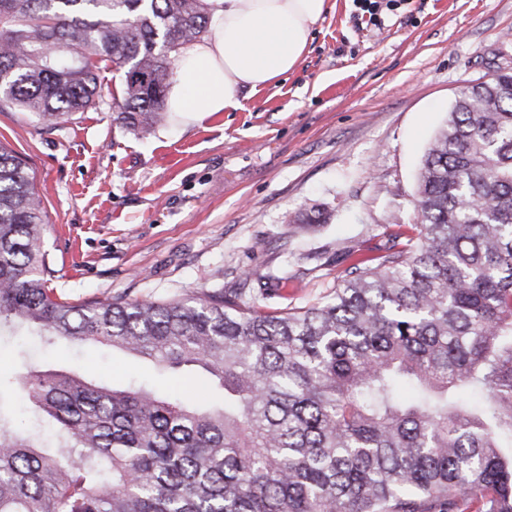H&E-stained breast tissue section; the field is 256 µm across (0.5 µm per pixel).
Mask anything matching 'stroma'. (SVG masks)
<instances>
[{"label": "stroma", "instance_id": "1", "mask_svg": "<svg viewBox=\"0 0 512 512\" xmlns=\"http://www.w3.org/2000/svg\"><path fill=\"white\" fill-rule=\"evenodd\" d=\"M314 27L298 68L241 110L171 117L138 139L109 102L63 122L0 112L48 214L51 286L70 300L167 301L250 284L267 311L328 295L349 254L386 252L414 221L422 153L459 90L512 71V0H393L369 21L353 0ZM319 223L298 230L303 214ZM198 397L107 347L0 338V373L69 370Z\"/></svg>", "mask_w": 512, "mask_h": 512}]
</instances>
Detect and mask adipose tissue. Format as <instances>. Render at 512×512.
Segmentation results:
<instances>
[{"label": "adipose tissue", "mask_w": 512, "mask_h": 512, "mask_svg": "<svg viewBox=\"0 0 512 512\" xmlns=\"http://www.w3.org/2000/svg\"><path fill=\"white\" fill-rule=\"evenodd\" d=\"M211 33L182 48L168 111L200 121L242 109L241 92L276 86L301 62L331 0H208Z\"/></svg>", "instance_id": "1"}]
</instances>
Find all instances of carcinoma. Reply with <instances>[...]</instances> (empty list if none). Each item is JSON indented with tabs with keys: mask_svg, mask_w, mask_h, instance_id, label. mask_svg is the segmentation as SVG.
Listing matches in <instances>:
<instances>
[{
	"mask_svg": "<svg viewBox=\"0 0 512 512\" xmlns=\"http://www.w3.org/2000/svg\"><path fill=\"white\" fill-rule=\"evenodd\" d=\"M210 22L207 0H0V109L86 112L112 69L114 121L146 138ZM415 219L307 307L222 288L70 301L49 286L42 201L0 144V333L100 343L219 396L21 376L38 421L0 410V512H512L511 72L455 98Z\"/></svg>",
	"mask_w": 512,
	"mask_h": 512,
	"instance_id": "cac0c4a2",
	"label": "carcinoma"
}]
</instances>
